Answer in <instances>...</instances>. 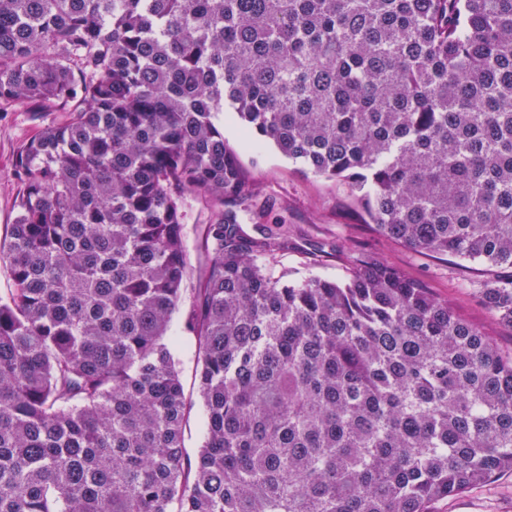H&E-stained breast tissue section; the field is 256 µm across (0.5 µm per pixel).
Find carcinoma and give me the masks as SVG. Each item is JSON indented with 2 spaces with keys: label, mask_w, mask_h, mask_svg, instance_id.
I'll return each mask as SVG.
<instances>
[{
  "label": "carcinoma",
  "mask_w": 512,
  "mask_h": 512,
  "mask_svg": "<svg viewBox=\"0 0 512 512\" xmlns=\"http://www.w3.org/2000/svg\"><path fill=\"white\" fill-rule=\"evenodd\" d=\"M1 99L80 105L20 150L0 242V512H431L512 473V357L386 264L274 275L216 121L384 237L512 268V0H0ZM187 192L219 213L190 289ZM478 292L512 327V279ZM168 336L176 339L172 352L178 362L184 394L187 400H190L193 404V409L184 429V447L188 456L194 459L203 442L205 416L198 392L193 338L191 333L185 329L180 314L173 316Z\"/></svg>",
  "instance_id": "1"
}]
</instances>
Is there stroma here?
<instances>
[{"label":"stroma","mask_w":512,"mask_h":512,"mask_svg":"<svg viewBox=\"0 0 512 512\" xmlns=\"http://www.w3.org/2000/svg\"><path fill=\"white\" fill-rule=\"evenodd\" d=\"M70 118L64 104L39 106L32 103L0 102V240L8 238L16 216L20 184L15 177L20 148L44 127L60 125ZM224 138L237 149L241 164L257 184V197L250 211L240 212L246 234L257 235V211L268 214L288 233L289 248L272 261L275 273L290 278L319 276L346 278L358 257L365 256L399 269L409 279L420 282L436 297L448 301L455 312L479 328L503 355L512 354V328L500 323L480 301L477 290L489 280L512 278V268L462 262L446 255L417 252L378 235L363 223V203L350 183L301 173L273 146L258 152L240 149L241 128L230 113H220ZM182 230L187 254L186 287L196 285L200 267L206 261L202 247L205 225L216 216L207 200L185 194L181 202ZM174 337L172 352L178 363L181 382L193 409L184 429L188 456H196L204 438V408L198 392L194 343L182 321L174 315L168 330ZM434 512H512V473L438 501Z\"/></svg>","instance_id":"1"}]
</instances>
